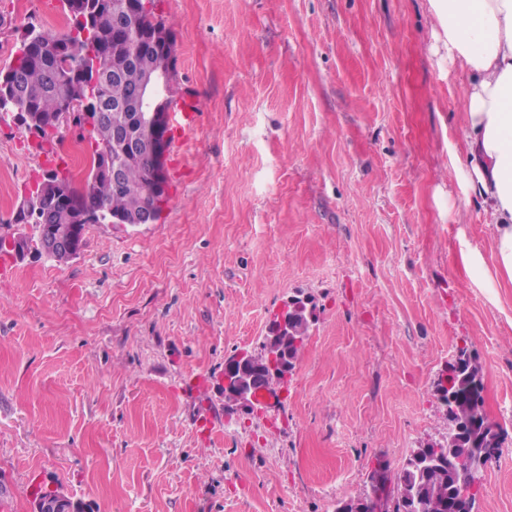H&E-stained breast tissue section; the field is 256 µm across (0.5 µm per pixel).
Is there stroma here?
I'll list each match as a JSON object with an SVG mask.
<instances>
[{"mask_svg": "<svg viewBox=\"0 0 512 512\" xmlns=\"http://www.w3.org/2000/svg\"><path fill=\"white\" fill-rule=\"evenodd\" d=\"M174 94L199 124L170 151L154 224H90L59 263L0 277V500L37 486L85 512H336L446 441L438 382L482 366L502 428L474 512H512V283L468 204L465 78L438 65L429 0H161ZM60 10L0 0V68ZM47 170L0 136V225ZM479 252L464 267L461 253ZM310 335L273 407L224 405L293 299Z\"/></svg>", "mask_w": 512, "mask_h": 512, "instance_id": "stroma-1", "label": "stroma"}]
</instances>
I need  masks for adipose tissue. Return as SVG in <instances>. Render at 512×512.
<instances>
[{
  "mask_svg": "<svg viewBox=\"0 0 512 512\" xmlns=\"http://www.w3.org/2000/svg\"><path fill=\"white\" fill-rule=\"evenodd\" d=\"M436 47L468 75L464 193L493 225L496 271L512 282V0H430Z\"/></svg>",
  "mask_w": 512,
  "mask_h": 512,
  "instance_id": "adipose-tissue-1",
  "label": "adipose tissue"
}]
</instances>
